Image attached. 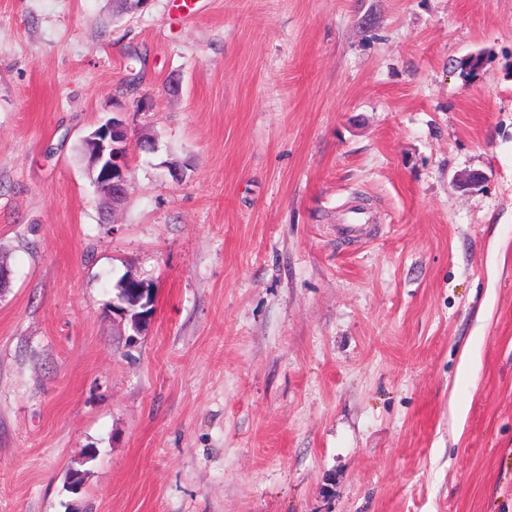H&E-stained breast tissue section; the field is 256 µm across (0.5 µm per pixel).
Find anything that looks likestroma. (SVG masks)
<instances>
[{
  "instance_id": "obj_1",
  "label": "stroma",
  "mask_w": 512,
  "mask_h": 512,
  "mask_svg": "<svg viewBox=\"0 0 512 512\" xmlns=\"http://www.w3.org/2000/svg\"><path fill=\"white\" fill-rule=\"evenodd\" d=\"M113 11L0 0V512H512V0ZM89 148L87 168L101 171L94 186L100 197L112 203V212L122 204L127 194L128 128L125 120L112 116V120L99 126L82 138ZM377 222L376 216L361 205H354L344 214L341 224L337 225L340 236L366 240L371 235L372 224Z\"/></svg>"
}]
</instances>
